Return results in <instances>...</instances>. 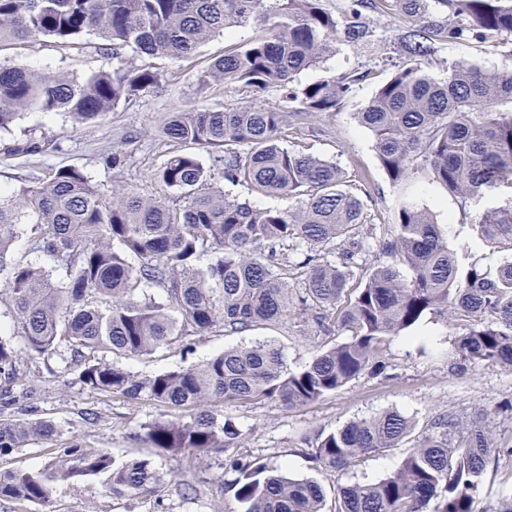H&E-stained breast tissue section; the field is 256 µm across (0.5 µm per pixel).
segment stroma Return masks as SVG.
<instances>
[{
  "label": "stroma",
  "instance_id": "obj_1",
  "mask_svg": "<svg viewBox=\"0 0 512 512\" xmlns=\"http://www.w3.org/2000/svg\"><path fill=\"white\" fill-rule=\"evenodd\" d=\"M377 26L381 41L364 49L337 45L335 53L298 74V83L305 85L358 65L376 71L375 79L358 85L341 110L318 118L313 133L288 140L287 145L340 163L352 181L368 179L373 201L367 206V218L379 224L396 190L379 164L371 132L354 118L355 112L373 97L379 81L392 72L388 47L395 37V26L386 18ZM253 33L248 25L230 29L186 59L139 55L128 48L115 56L100 50V40L93 33L68 44L43 39L0 53V62L9 65L33 71L49 69L77 78L123 63L149 68L161 77L158 87L141 92L91 123H73L61 112H29L10 129L0 130V190L17 189L53 169L74 167L104 193H111L112 154L119 150L129 157L134 189L144 195L156 193L159 185L154 173L170 150L162 131L166 119L174 112L240 104V93L220 86L200 90L196 77L223 55L225 46L244 42ZM29 137L44 141L43 153L8 155V148ZM408 192L432 211L449 248L457 252L462 264L475 262L492 271L512 258V252L479 239L476 225L464 217L456 199L438 183L417 182L409 186ZM418 332L415 341L397 339L390 343L388 367L381 375L362 376L335 394L295 408L275 402H228L223 407L224 417L241 431L250 455L288 477L323 481L326 512H334L337 485L379 481L395 470L408 447L403 444L366 455L355 466L326 478L311 459L306 444L317 431L330 432L351 420L388 411L409 417L419 432L439 416L450 415L466 424L476 414H483L496 429L501 453L488 466L474 509L498 512L501 501L512 496V413L506 409L512 402V369L497 363L471 364L450 358L452 344L463 328L447 325L438 316H427ZM344 339V333L327 336L317 326L304 327L288 318L261 330L206 338L189 353L178 347L166 348L126 359L123 365L132 372L152 375L205 361L227 347L269 341L283 348L289 368L295 370L310 362L321 348ZM48 366L54 370V378L40 383L33 393L24 394L18 384L13 387L14 393L21 395L29 418L53 422L64 437L108 449L119 460L152 457L172 484L159 493L136 496L113 495L99 480L81 487L61 484L54 488L48 507L33 506L28 512H236L238 504L224 487V454L214 452L201 459L191 453L158 455L140 439L144 425L174 417V409L147 400L92 392L66 373L60 358L49 360ZM87 408L97 411L95 422L83 420L81 413ZM184 481H199L205 488L200 495L185 496L177 489Z\"/></svg>",
  "mask_w": 512,
  "mask_h": 512
}]
</instances>
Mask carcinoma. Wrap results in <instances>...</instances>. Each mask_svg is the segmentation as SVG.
Returning a JSON list of instances; mask_svg holds the SVG:
<instances>
[{"label":"carcinoma","instance_id":"obj_1","mask_svg":"<svg viewBox=\"0 0 512 512\" xmlns=\"http://www.w3.org/2000/svg\"><path fill=\"white\" fill-rule=\"evenodd\" d=\"M400 23L388 79L355 113L371 131L380 166L398 188L429 177L471 203L509 198L472 223L488 240L512 250V69L487 70L448 62L446 45H512V0H0V51L27 40L72 42L88 32L101 50L187 58L207 40L253 23L259 34L232 46L197 74L198 86L233 88L258 97L274 88L276 105L174 112L163 126L169 152L156 179L162 193L144 196L127 183L128 161L112 154V196L82 171L61 167L5 194L0 192V271L24 352L0 337V379L16 383L39 364L67 353L78 380L104 395L146 398L190 412L144 427L163 454L229 452L239 512H323L324 489L314 480L270 475L240 452L241 433L217 414L226 401L286 408L331 395L363 375L387 368L385 348L410 340L421 321L439 314L467 324L454 352L471 363L512 367V261L496 272L462 266L441 225L408 195L377 226L364 218L359 194L338 163L284 145L285 129L302 135L311 121L335 112L372 78L351 68L299 87L297 74L336 52L369 46L376 19ZM447 71L433 78L432 66ZM160 75L131 64L82 79L52 70L0 64V130L24 111L64 112L76 123L98 120L120 102L155 87ZM223 154L224 181L256 196L298 200L294 209L256 207L208 185L197 153ZM32 137L11 147L32 156ZM31 250L63 270L11 258L21 225ZM124 251H116L114 242ZM209 262L199 265L201 257ZM158 289L165 301L155 299ZM323 330L347 333L298 370L270 342L227 348L200 364L140 376L121 358L165 347L189 352L215 333L270 326L288 314ZM414 422L397 411L353 420L321 433L313 460L327 475L359 458L396 448ZM49 421L0 414V458L30 444L53 446L38 469L0 470V499L23 509L50 503L52 488L106 477L117 495H151L164 479L149 457L116 462L104 448L78 438L59 442ZM496 446L489 425L466 428L435 419L415 438L397 468L375 483L338 489L336 512H475Z\"/></svg>","mask_w":512,"mask_h":512}]
</instances>
